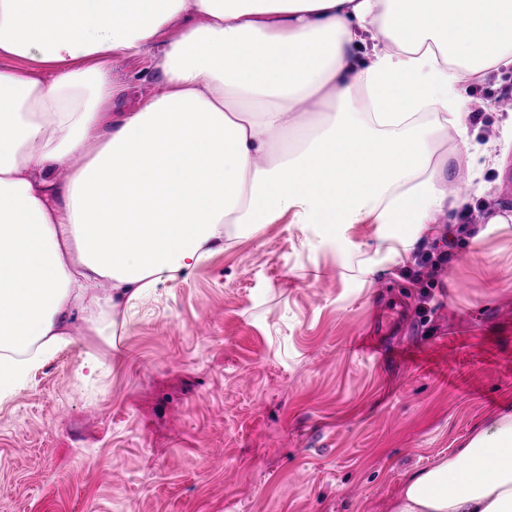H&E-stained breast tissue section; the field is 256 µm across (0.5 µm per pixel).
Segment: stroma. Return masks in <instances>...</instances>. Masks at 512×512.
<instances>
[{
  "mask_svg": "<svg viewBox=\"0 0 512 512\" xmlns=\"http://www.w3.org/2000/svg\"><path fill=\"white\" fill-rule=\"evenodd\" d=\"M114 73L116 112L161 86L147 56ZM467 88L483 120L436 156L484 225L512 218L496 106L512 66ZM490 141L505 167L468 182L469 148ZM463 222L418 242L447 258L425 288L405 265L361 282L364 226L328 241L279 222L159 285L123 329L74 315L69 344L0 404V512H391L408 476L512 411V227L476 241ZM397 304L385 357L364 360L354 342Z\"/></svg>",
  "mask_w": 512,
  "mask_h": 512,
  "instance_id": "35a3bbf8",
  "label": "stroma"
}]
</instances>
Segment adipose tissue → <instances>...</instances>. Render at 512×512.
<instances>
[{"label":"adipose tissue","instance_id":"1","mask_svg":"<svg viewBox=\"0 0 512 512\" xmlns=\"http://www.w3.org/2000/svg\"><path fill=\"white\" fill-rule=\"evenodd\" d=\"M196 24L161 50V29ZM164 87L113 118L117 57ZM0 402L67 341L284 219L368 227L373 281L462 198L459 73L512 65V0H0ZM68 170L65 182L54 174ZM392 512H512V413L408 477Z\"/></svg>","mask_w":512,"mask_h":512}]
</instances>
